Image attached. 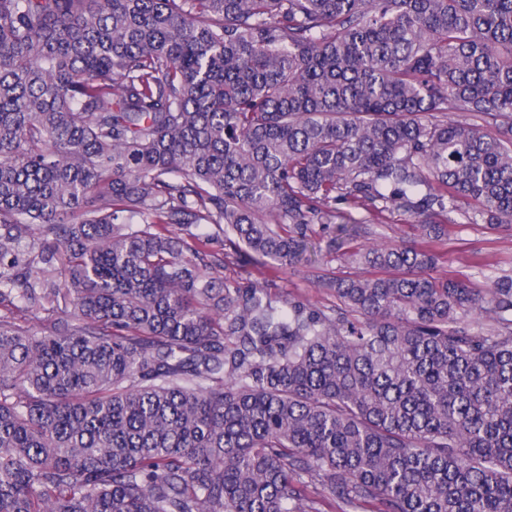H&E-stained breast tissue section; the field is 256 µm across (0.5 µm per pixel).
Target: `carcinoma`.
I'll return each mask as SVG.
<instances>
[{
  "label": "carcinoma",
  "instance_id": "obj_1",
  "mask_svg": "<svg viewBox=\"0 0 512 512\" xmlns=\"http://www.w3.org/2000/svg\"><path fill=\"white\" fill-rule=\"evenodd\" d=\"M461 199L512 224V0H0V512H512ZM314 248L381 275L217 273ZM376 232L370 236V240L359 238L352 246L365 244L372 241L386 244L419 245L422 241L420 231L408 215H395L386 224H378L373 227ZM251 272L252 280L268 282L277 287L272 288V291L325 306L336 304V298L327 288L322 287V283L328 277L355 278L374 273L380 274L362 265L349 264L343 259H336V262L329 265L323 262H303L296 268H288V270L276 263L267 262L259 268L252 269Z\"/></svg>",
  "mask_w": 512,
  "mask_h": 512
}]
</instances>
